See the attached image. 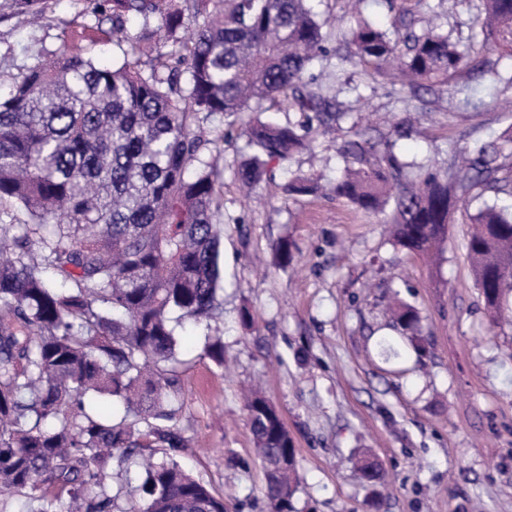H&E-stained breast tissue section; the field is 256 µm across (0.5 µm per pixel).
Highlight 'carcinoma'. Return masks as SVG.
I'll return each mask as SVG.
<instances>
[{"label":"carcinoma","mask_w":512,"mask_h":512,"mask_svg":"<svg viewBox=\"0 0 512 512\" xmlns=\"http://www.w3.org/2000/svg\"><path fill=\"white\" fill-rule=\"evenodd\" d=\"M352 0L355 25L327 27L310 0H112L101 37L122 51L103 66L63 39V49L28 68L0 94V512H226L184 469L185 440L173 421L181 408L176 326L220 318L219 268L224 133L208 126L236 115L250 155L237 168L247 188L336 129V102L312 88L310 71L333 40L370 80L397 65L405 86L449 88L472 64L451 34L406 8L393 32ZM131 16L159 20L139 40ZM195 29L177 37L185 21ZM472 39L512 50V0H483ZM175 46L153 55L152 36ZM301 121L279 122L271 108ZM344 166L332 192L390 224L408 253L437 256L457 203L482 186L512 196L500 176L501 147L461 152L470 176H409L396 140L352 123ZM296 177L286 191L315 194ZM28 215L14 223L11 209ZM466 249L485 304L498 313L512 294V206L486 204L473 216ZM396 321L416 329L415 308ZM203 353L224 364L222 337ZM110 399L121 414H102ZM264 494L292 510L300 477L284 423L253 395L247 404ZM143 458L134 496L106 481L109 463ZM290 458V468H280ZM366 483L384 478L364 456ZM23 494L13 510L4 495Z\"/></svg>","instance_id":"1"}]
</instances>
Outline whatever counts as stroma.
<instances>
[{
	"label": "stroma",
	"mask_w": 512,
	"mask_h": 512,
	"mask_svg": "<svg viewBox=\"0 0 512 512\" xmlns=\"http://www.w3.org/2000/svg\"><path fill=\"white\" fill-rule=\"evenodd\" d=\"M38 8L35 18L0 0L1 91L57 53L66 32L100 63L118 57L96 33L111 25L110 0H40ZM481 9V0H422V12L484 64L449 90L421 98L391 74L365 87L336 41L315 66L317 81L379 133L409 120V136L397 143L405 160L455 170L460 149L496 141L512 125V112L488 99L499 78L512 77V54L470 39ZM473 94L484 105L465 104ZM339 148L318 139L249 193L234 175L246 138L225 140L223 314L177 329L176 427L186 440L178 460L224 495L226 512H269L242 397L255 386L294 441L302 482L293 512H512V296L490 316L466 250L470 217L484 200L456 210L438 260L406 254L387 225L330 195ZM298 176L317 181L319 192L286 195L283 185ZM396 301L421 313L415 344L388 326ZM246 311L254 323H243ZM219 335L220 366L202 355ZM365 453L382 464L384 485L362 480Z\"/></svg>",
	"instance_id": "obj_1"
}]
</instances>
